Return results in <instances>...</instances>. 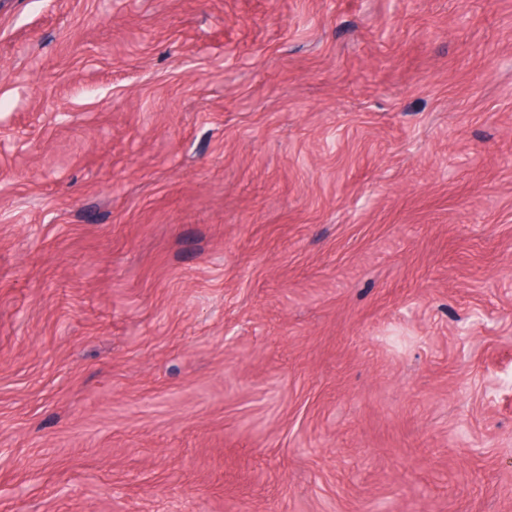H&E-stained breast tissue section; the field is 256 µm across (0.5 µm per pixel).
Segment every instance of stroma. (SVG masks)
<instances>
[{
  "instance_id": "obj_1",
  "label": "stroma",
  "mask_w": 512,
  "mask_h": 512,
  "mask_svg": "<svg viewBox=\"0 0 512 512\" xmlns=\"http://www.w3.org/2000/svg\"><path fill=\"white\" fill-rule=\"evenodd\" d=\"M0 512H512V0H0Z\"/></svg>"
}]
</instances>
